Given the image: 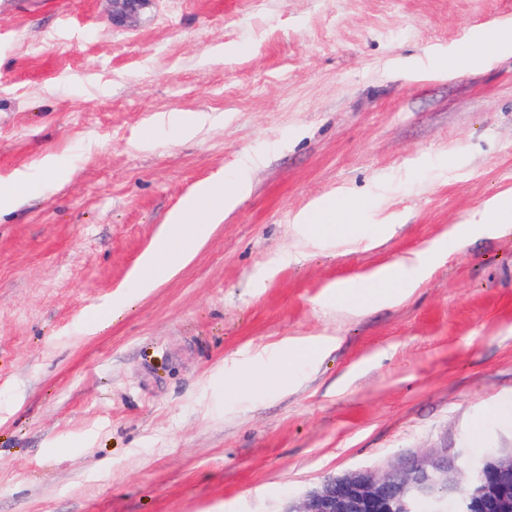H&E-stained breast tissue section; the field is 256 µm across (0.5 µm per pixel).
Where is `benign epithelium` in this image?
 <instances>
[{"label": "benign epithelium", "instance_id": "benign-epithelium-1", "mask_svg": "<svg viewBox=\"0 0 512 512\" xmlns=\"http://www.w3.org/2000/svg\"><path fill=\"white\" fill-rule=\"evenodd\" d=\"M112 24L135 21L155 0H111ZM459 457L443 451L408 459L386 472L358 469L325 479L309 491L295 512H413L418 502L427 512H447L448 498H458L462 512H512V453L480 461L481 484L460 488L451 484Z\"/></svg>", "mask_w": 512, "mask_h": 512}]
</instances>
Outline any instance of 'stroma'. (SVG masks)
Listing matches in <instances>:
<instances>
[{"instance_id":"1","label":"stroma","mask_w":512,"mask_h":512,"mask_svg":"<svg viewBox=\"0 0 512 512\" xmlns=\"http://www.w3.org/2000/svg\"><path fill=\"white\" fill-rule=\"evenodd\" d=\"M111 9L0 0V181L28 179L0 206V512H287L333 475L512 448V215L487 209L512 195V0H155L124 27ZM215 179L245 182L236 206L133 293ZM332 199L348 238L299 221ZM479 220L506 230L430 259L404 301L332 299ZM300 338L330 346L225 400Z\"/></svg>"}]
</instances>
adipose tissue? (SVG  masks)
<instances>
[{
  "instance_id": "ef3b65f1",
  "label": "adipose tissue",
  "mask_w": 512,
  "mask_h": 512,
  "mask_svg": "<svg viewBox=\"0 0 512 512\" xmlns=\"http://www.w3.org/2000/svg\"><path fill=\"white\" fill-rule=\"evenodd\" d=\"M241 186L211 183L201 187L196 195L179 207L170 217L157 247L145 254L135 268L132 280L141 292H148L190 262L203 245L209 225L220 223L231 209ZM346 206L322 202L305 216L304 223L311 233L320 237H343L352 229ZM427 272L421 255L382 265L368 276H355L336 285V301L349 309L399 302L415 289L420 277ZM321 353L319 344L298 340L289 344L282 365L274 376L263 374L238 375L225 378L224 395L233 398L245 392L266 389L270 384L288 386L293 365L311 360Z\"/></svg>"
}]
</instances>
